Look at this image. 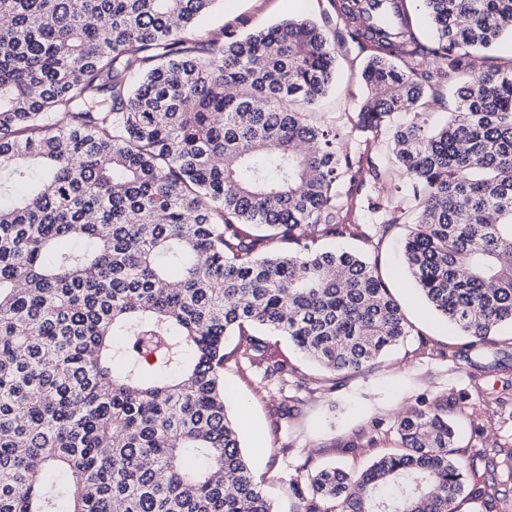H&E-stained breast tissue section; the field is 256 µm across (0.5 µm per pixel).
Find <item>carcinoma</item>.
Instances as JSON below:
<instances>
[{
	"label": "carcinoma",
	"mask_w": 512,
	"mask_h": 512,
	"mask_svg": "<svg viewBox=\"0 0 512 512\" xmlns=\"http://www.w3.org/2000/svg\"><path fill=\"white\" fill-rule=\"evenodd\" d=\"M214 2L0 0V512H272L226 408V336L281 377L269 333L334 373L409 333L377 263L321 246L354 206L383 234L402 212L305 111L335 42L306 18L185 40ZM423 2L430 47L406 0H336L369 51L353 129L391 134L405 266L483 341L512 324V68L476 58L512 35V0ZM437 77L455 108L432 131ZM396 432L364 470L292 482L304 512H455L473 464L443 408Z\"/></svg>",
	"instance_id": "1"
}]
</instances>
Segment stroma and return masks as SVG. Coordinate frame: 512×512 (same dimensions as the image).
I'll return each instance as SVG.
<instances>
[{
    "instance_id": "35a3bbf8",
    "label": "stroma",
    "mask_w": 512,
    "mask_h": 512,
    "mask_svg": "<svg viewBox=\"0 0 512 512\" xmlns=\"http://www.w3.org/2000/svg\"><path fill=\"white\" fill-rule=\"evenodd\" d=\"M304 16L335 35L344 26L332 0H219L199 22L207 32L239 36ZM367 51L352 42L336 46V78L312 107L316 118L336 128L344 149L369 147L388 160L390 135L375 138L351 130V119L367 90L361 70ZM359 232L333 240L336 248L376 259L410 325V333L374 366L333 374L314 366L280 335L268 336L269 351L287 358L294 371L287 382L266 380L242 353L245 337L226 339V403L253 475L273 512H299L289 486L298 475L338 466L365 468L397 446L395 420L406 410L441 404L454 425L455 456L473 461L480 481L494 486V512H512V328L473 343L450 328L420 296L402 264L401 243L408 224L384 239L365 238L370 218L360 208L346 216ZM287 405L288 418L276 414Z\"/></svg>"
}]
</instances>
